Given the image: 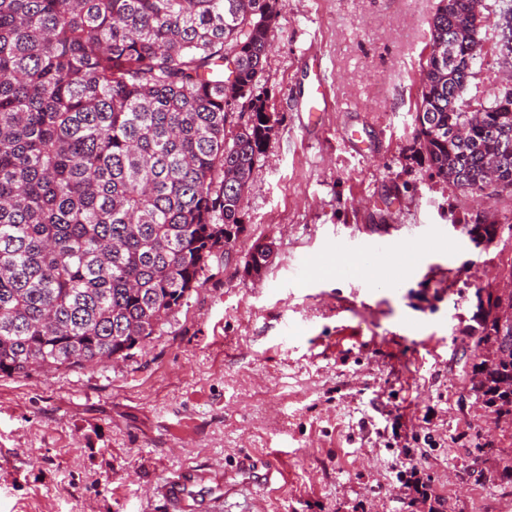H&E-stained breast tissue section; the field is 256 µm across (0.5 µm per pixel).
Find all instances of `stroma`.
I'll return each mask as SVG.
<instances>
[{
	"mask_svg": "<svg viewBox=\"0 0 512 512\" xmlns=\"http://www.w3.org/2000/svg\"><path fill=\"white\" fill-rule=\"evenodd\" d=\"M438 0H279L259 84L278 125L242 202L245 232L129 359L0 377V512H168L185 465L276 457L238 512H439L512 505V419L476 393L477 292H512V197L476 201L430 168L412 125ZM322 70L336 109L305 103ZM361 130L363 148L342 136ZM491 224L492 241L460 223ZM393 240L396 280L337 281L340 238ZM271 264L247 273L255 241Z\"/></svg>",
	"mask_w": 512,
	"mask_h": 512,
	"instance_id": "35a3bbf8",
	"label": "stroma"
}]
</instances>
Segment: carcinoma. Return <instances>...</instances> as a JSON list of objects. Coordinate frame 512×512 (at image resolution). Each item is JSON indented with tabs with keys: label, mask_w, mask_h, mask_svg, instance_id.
Masks as SVG:
<instances>
[{
	"label": "carcinoma",
	"mask_w": 512,
	"mask_h": 512,
	"mask_svg": "<svg viewBox=\"0 0 512 512\" xmlns=\"http://www.w3.org/2000/svg\"><path fill=\"white\" fill-rule=\"evenodd\" d=\"M469 0H439L413 110L436 175L512 196V86L457 95ZM278 0H0V376L133 356L238 238L272 129L259 89ZM229 74H224V70ZM247 101V113L228 99ZM478 390L512 415V319Z\"/></svg>",
	"instance_id": "obj_1"
}]
</instances>
